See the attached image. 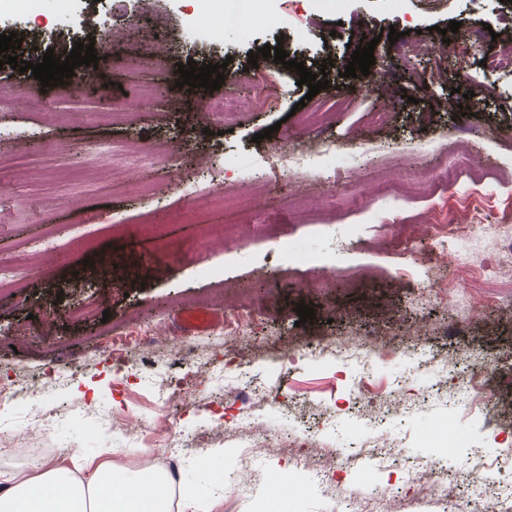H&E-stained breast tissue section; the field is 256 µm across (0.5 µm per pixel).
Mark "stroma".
<instances>
[{"mask_svg":"<svg viewBox=\"0 0 512 512\" xmlns=\"http://www.w3.org/2000/svg\"><path fill=\"white\" fill-rule=\"evenodd\" d=\"M140 0H40L34 11L19 0H0V34L22 37V54L53 51L66 56L91 32L82 17L110 29L116 39L111 58L87 67V92L69 86L42 87L31 76L0 66V90L13 100L0 110V264L15 252L32 261L20 288L0 294V386L15 385L16 399L0 401V429L11 445L0 447V474L34 475L23 450L30 443L48 449L47 466L76 470L108 463L137 478L152 449L168 448L179 489L170 512L184 499L209 512H342L337 492L391 505L396 512H467L475 489L494 494L512 487V391H500L492 424L472 416L466 440H455L441 393L455 394L463 378L462 354L490 363L477 384L496 388L512 378V275L457 279L448 257L395 251L406 225L451 223L458 212L481 209L494 224L512 225V188L493 178L512 169V78L482 69L484 56L499 42L437 68L425 55L405 57L381 29L425 30L490 24L494 31L512 21V0H257L249 33L220 26L208 0H152L156 25L168 34L166 58L143 50L130 35ZM376 40L369 75L344 77L357 34ZM282 43L290 58L313 65L332 59L327 89L308 97L295 70L259 58V71L275 79L269 104L253 109L259 94L254 78L219 90L191 91L179 83L178 64L210 63L231 57L243 69L248 54ZM467 96L461 110L427 116L421 98L445 100L453 88ZM232 100L246 121L224 134H205L200 115L213 98ZM42 100L69 115L62 125L46 124L30 103ZM133 109L132 125H114L100 113L101 100ZM387 107L392 118L376 127L369 114ZM333 113L332 122L312 126L306 115ZM271 130L269 138L253 136ZM468 139L470 164L488 172L472 181L469 171L446 180L443 150ZM121 142L128 153L156 142L182 143L187 156L204 167L175 168L159 159L155 177L179 183L167 198L154 200L136 187L141 173L112 165L102 153ZM315 152L335 148L324 167L289 171L280 179L260 176L278 145ZM237 186L249 183L251 202L199 212L210 179ZM226 224L223 244L198 248L209 225ZM320 257L312 268L286 259L282 245ZM113 250L122 263L136 264V277L113 275L99 265ZM400 265L420 274L397 280ZM366 269L350 292L338 274ZM454 283L455 292L432 295L423 305L424 271ZM327 281L324 289L311 280ZM90 305L92 318L73 320L64 312ZM315 317L300 322L297 305ZM212 310L221 319L192 335L177 333L180 315ZM249 339L234 335L237 324ZM145 343L128 344L115 356L111 331ZM389 344L419 332L444 364L442 370L413 373L405 356L382 355L362 367L298 357L306 342L330 351L339 341L360 342L372 330ZM175 397L158 405L157 392ZM388 402L393 408L378 427L356 422L357 402ZM112 409V427L102 425L101 405ZM47 427L32 433L29 422ZM252 420L275 434L277 444L253 453L236 444L241 423ZM186 436L168 442L167 424ZM401 443L400 455L385 466L349 463L331 482L301 476L282 506L272 498V477L294 472L305 457L323 450L355 455L375 434ZM109 456H102V449ZM487 464L480 483L466 477L473 454ZM422 462L454 480L448 500L424 496L411 479ZM246 490H239L240 481Z\"/></svg>","mask_w":512,"mask_h":512,"instance_id":"obj_1","label":"stroma"}]
</instances>
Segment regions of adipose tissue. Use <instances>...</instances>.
I'll use <instances>...</instances> for the list:
<instances>
[{"mask_svg":"<svg viewBox=\"0 0 512 512\" xmlns=\"http://www.w3.org/2000/svg\"><path fill=\"white\" fill-rule=\"evenodd\" d=\"M166 474L138 481L98 466L75 478L59 468L0 479V512H169Z\"/></svg>","mask_w":512,"mask_h":512,"instance_id":"1","label":"adipose tissue"}]
</instances>
